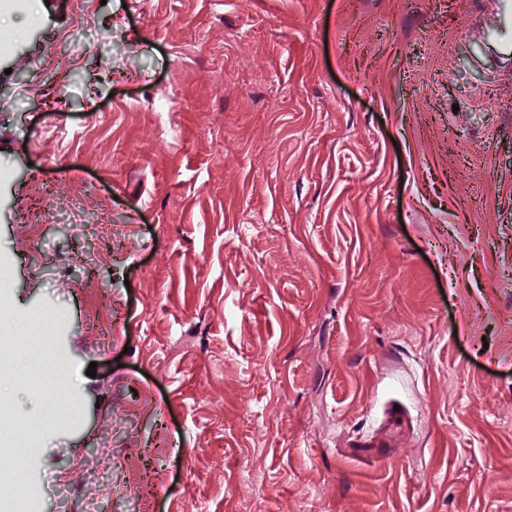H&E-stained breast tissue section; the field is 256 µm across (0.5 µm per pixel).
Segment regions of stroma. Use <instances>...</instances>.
I'll return each mask as SVG.
<instances>
[{"mask_svg":"<svg viewBox=\"0 0 512 512\" xmlns=\"http://www.w3.org/2000/svg\"><path fill=\"white\" fill-rule=\"evenodd\" d=\"M504 0L0 13V341L35 512H512ZM42 240L28 246L30 235ZM94 376H87V368ZM404 405L390 456L345 450ZM29 333L14 339L7 346V352L12 355H25L35 350L52 347L53 337L61 322V317L45 318L40 312H32L28 317ZM65 375V373L60 372L59 369L57 368L55 374L52 376L55 384L54 386H50V377H47L41 371L36 370L31 372L28 378V385L40 390H51L52 396L56 394H63L67 396L63 386V379ZM9 424L20 431L21 440L15 448L19 456L23 457L28 455L32 448L36 447L40 438L41 427L38 424H26L15 422L10 415L0 407V426Z\"/></svg>","mask_w":512,"mask_h":512,"instance_id":"obj_1","label":"stroma"}]
</instances>
